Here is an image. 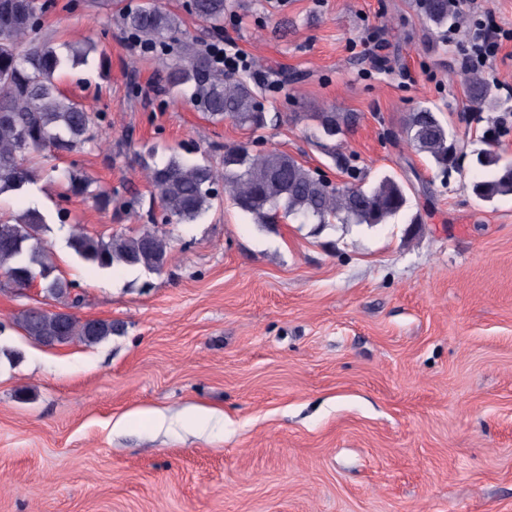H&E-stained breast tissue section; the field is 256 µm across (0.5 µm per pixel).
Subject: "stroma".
<instances>
[{
	"label": "stroma",
	"instance_id": "stroma-1",
	"mask_svg": "<svg viewBox=\"0 0 512 512\" xmlns=\"http://www.w3.org/2000/svg\"><path fill=\"white\" fill-rule=\"evenodd\" d=\"M160 2L200 48L225 35L249 56L270 122L216 124L172 98L115 0H55L44 15L55 44L98 47L58 85L107 128L57 165L77 161L112 206L62 201L44 177L0 197V215L38 209L58 274L84 297L77 316L123 329L48 349L13 317L58 302L0 290V512H512V196L478 199L468 164L442 181L403 132L435 105L460 150L479 148L493 115L472 119L461 57L483 11L512 31V0H472L438 48L416 0H227L238 23L221 31L186 0ZM317 112L353 114L341 150L369 180L404 183L422 224L265 229L223 198L169 225L159 273L102 270L68 247L60 203L93 236L144 227L120 204L150 200L153 147L218 169L247 143L336 176ZM191 407L216 424L183 427Z\"/></svg>",
	"mask_w": 512,
	"mask_h": 512
}]
</instances>
